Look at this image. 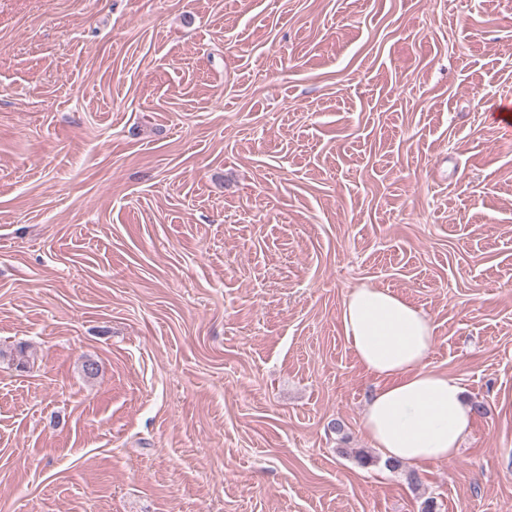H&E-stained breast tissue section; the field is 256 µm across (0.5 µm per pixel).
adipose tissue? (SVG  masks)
Returning a JSON list of instances; mask_svg holds the SVG:
<instances>
[{
    "instance_id": "1",
    "label": "adipose tissue",
    "mask_w": 512,
    "mask_h": 512,
    "mask_svg": "<svg viewBox=\"0 0 512 512\" xmlns=\"http://www.w3.org/2000/svg\"><path fill=\"white\" fill-rule=\"evenodd\" d=\"M341 323L358 363L375 380L363 421L371 446L408 464L454 459L474 410L460 383L430 365L436 336L428 314L362 284L345 296Z\"/></svg>"
}]
</instances>
